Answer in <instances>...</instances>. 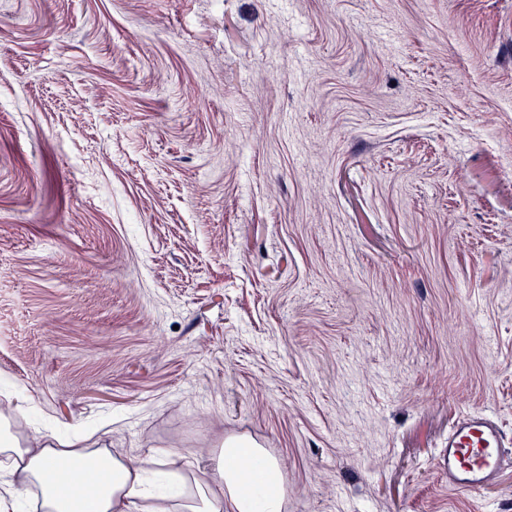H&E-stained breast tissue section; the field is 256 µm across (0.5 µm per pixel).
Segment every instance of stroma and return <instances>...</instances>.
I'll use <instances>...</instances> for the list:
<instances>
[{"label": "stroma", "instance_id": "stroma-1", "mask_svg": "<svg viewBox=\"0 0 512 512\" xmlns=\"http://www.w3.org/2000/svg\"><path fill=\"white\" fill-rule=\"evenodd\" d=\"M0 413L284 512H512V0H0ZM447 447L449 487L482 491L503 473L505 436L499 423L486 414L464 416L448 434Z\"/></svg>", "mask_w": 512, "mask_h": 512}]
</instances>
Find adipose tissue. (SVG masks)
<instances>
[{
	"instance_id": "adipose-tissue-1",
	"label": "adipose tissue",
	"mask_w": 512,
	"mask_h": 512,
	"mask_svg": "<svg viewBox=\"0 0 512 512\" xmlns=\"http://www.w3.org/2000/svg\"><path fill=\"white\" fill-rule=\"evenodd\" d=\"M0 456L10 463L0 481V512L8 497L32 493L42 512H284L283 478L277 461L259 447L227 443L218 455L212 482L183 477L175 495L158 494L144 478L142 462L111 448L62 446L52 436L19 440L0 416ZM67 460L61 470L59 460Z\"/></svg>"
}]
</instances>
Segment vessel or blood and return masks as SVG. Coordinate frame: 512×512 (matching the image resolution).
<instances>
[{
    "label": "vessel or blood",
    "mask_w": 512,
    "mask_h": 512,
    "mask_svg": "<svg viewBox=\"0 0 512 512\" xmlns=\"http://www.w3.org/2000/svg\"><path fill=\"white\" fill-rule=\"evenodd\" d=\"M505 454V436L497 421L485 414L464 416L448 435L449 487L485 490L501 476Z\"/></svg>",
    "instance_id": "1"
}]
</instances>
